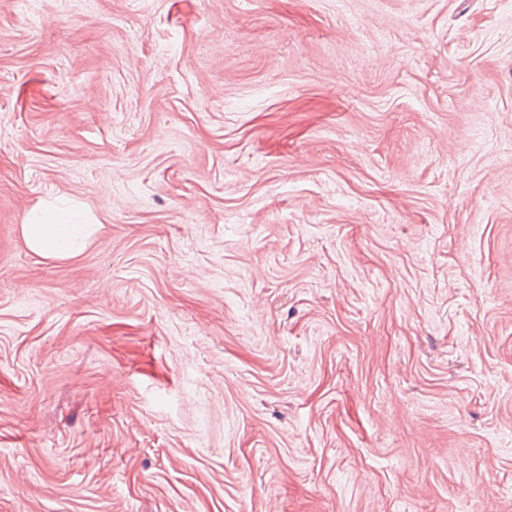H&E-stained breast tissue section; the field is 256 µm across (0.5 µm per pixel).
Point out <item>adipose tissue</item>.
<instances>
[{
	"label": "adipose tissue",
	"mask_w": 512,
	"mask_h": 512,
	"mask_svg": "<svg viewBox=\"0 0 512 512\" xmlns=\"http://www.w3.org/2000/svg\"><path fill=\"white\" fill-rule=\"evenodd\" d=\"M93 232L92 225L79 223L65 213H47L22 226L28 247L43 257L55 259L79 254Z\"/></svg>",
	"instance_id": "adipose-tissue-1"
}]
</instances>
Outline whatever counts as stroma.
Returning <instances> with one entry per match:
<instances>
[{
  "mask_svg": "<svg viewBox=\"0 0 512 512\" xmlns=\"http://www.w3.org/2000/svg\"><path fill=\"white\" fill-rule=\"evenodd\" d=\"M0 512H512V0H0ZM94 224H80L65 213H47L22 224L28 247L35 253L55 259L79 254L94 232Z\"/></svg>",
  "mask_w": 512,
  "mask_h": 512,
  "instance_id": "obj_1",
  "label": "stroma"
}]
</instances>
